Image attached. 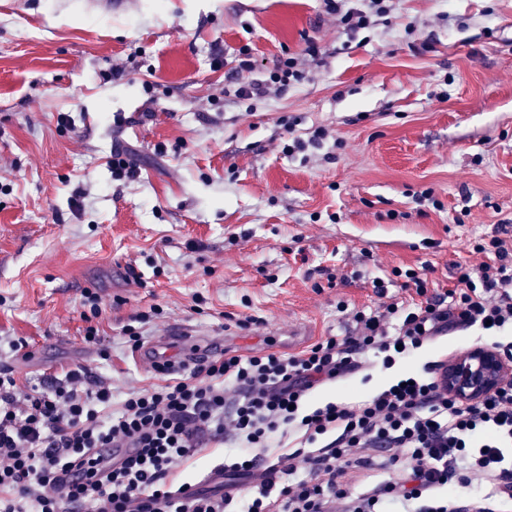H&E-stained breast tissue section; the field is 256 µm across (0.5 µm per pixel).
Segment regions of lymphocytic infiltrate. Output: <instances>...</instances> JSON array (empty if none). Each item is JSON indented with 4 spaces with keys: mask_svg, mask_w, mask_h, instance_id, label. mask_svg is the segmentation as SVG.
Instances as JSON below:
<instances>
[{
    "mask_svg": "<svg viewBox=\"0 0 512 512\" xmlns=\"http://www.w3.org/2000/svg\"><path fill=\"white\" fill-rule=\"evenodd\" d=\"M322 3L349 31L392 9L391 0ZM298 58H280L235 96L302 84ZM474 252L481 262L456 264L443 295L429 294L424 272L396 270L416 301L353 311L347 336L296 354L225 352L187 373L161 360L164 385L128 392L117 407L111 386L84 367L22 400L0 371V512H454L446 489L474 483L476 512H494L512 497V382L463 401L440 387L436 360L363 400L310 402L367 357L389 370L456 331L512 327V249L496 235ZM228 436L238 452L223 488L186 494L178 470L204 441ZM124 447L131 455L112 463ZM377 451L397 477L352 494L354 474L373 470Z\"/></svg>",
    "mask_w": 512,
    "mask_h": 512,
    "instance_id": "lymphocytic-infiltrate-1",
    "label": "lymphocytic infiltrate"
}]
</instances>
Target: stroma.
<instances>
[{
  "label": "stroma",
  "mask_w": 512,
  "mask_h": 512,
  "mask_svg": "<svg viewBox=\"0 0 512 512\" xmlns=\"http://www.w3.org/2000/svg\"><path fill=\"white\" fill-rule=\"evenodd\" d=\"M309 36L322 57L304 83L225 93L265 80ZM318 128L321 147L284 153ZM125 147L132 181L112 175ZM510 219L512 0H394L354 33L321 0H123L109 14L92 0H0V336L46 361L0 348L17 397L80 366L118 401L160 384L123 341L142 312L146 342L188 328L215 356L284 353L305 328L345 335L339 304L377 305L374 281L410 266L443 292L475 237ZM88 290L102 304L85 318ZM251 315L259 324L234 327ZM486 343L462 330L400 370ZM397 371L313 400L364 399ZM235 452L208 443L177 479Z\"/></svg>",
  "instance_id": "1"
}]
</instances>
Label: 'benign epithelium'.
Here are the masks:
<instances>
[{
    "label": "benign epithelium",
    "mask_w": 512,
    "mask_h": 512,
    "mask_svg": "<svg viewBox=\"0 0 512 512\" xmlns=\"http://www.w3.org/2000/svg\"><path fill=\"white\" fill-rule=\"evenodd\" d=\"M512 380V365L493 347H475L448 361L443 385L464 401L478 400Z\"/></svg>",
    "instance_id": "7a95c632"
}]
</instances>
